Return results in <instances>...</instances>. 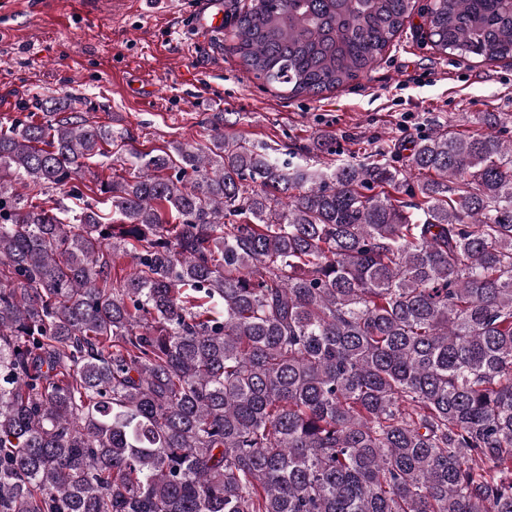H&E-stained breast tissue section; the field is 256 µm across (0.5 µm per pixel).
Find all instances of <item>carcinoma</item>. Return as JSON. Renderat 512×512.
Instances as JSON below:
<instances>
[{
  "label": "carcinoma",
  "instance_id": "1",
  "mask_svg": "<svg viewBox=\"0 0 512 512\" xmlns=\"http://www.w3.org/2000/svg\"><path fill=\"white\" fill-rule=\"evenodd\" d=\"M414 9L250 0L232 50L319 96ZM425 25L512 60V0H432ZM481 121L323 171L220 115L89 200L73 180L123 133L0 127V512H512V140Z\"/></svg>",
  "mask_w": 512,
  "mask_h": 512
}]
</instances>
